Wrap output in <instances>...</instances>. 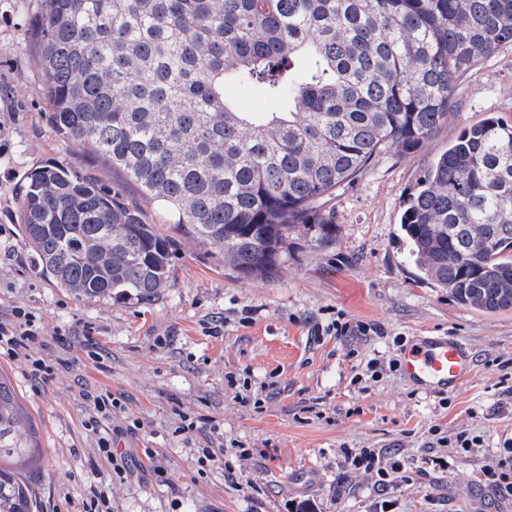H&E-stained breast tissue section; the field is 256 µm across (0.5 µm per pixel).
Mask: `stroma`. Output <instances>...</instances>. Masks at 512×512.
I'll return each mask as SVG.
<instances>
[{
  "mask_svg": "<svg viewBox=\"0 0 512 512\" xmlns=\"http://www.w3.org/2000/svg\"><path fill=\"white\" fill-rule=\"evenodd\" d=\"M41 9L0 0V319L31 311L54 373L33 379L3 354L0 371L31 423L25 474L38 512H83L96 490L110 512H512L487 473L512 441V310L458 304L423 277L400 226L403 200L463 128L512 123V44L459 80L447 121L418 149L379 154L327 200L334 245L293 228L288 260L268 279L240 276L217 248L182 236L169 288L129 303L71 296L22 240L21 179L51 162L173 232L165 210L47 122L30 38ZM217 322L223 334L208 335ZM335 322L370 330L339 335ZM430 331L475 355L454 392L417 390L396 368L400 343ZM106 391L118 404L88 430L91 397ZM103 435L123 474L100 454ZM366 449L400 463L386 485L347 463Z\"/></svg>",
  "mask_w": 512,
  "mask_h": 512,
  "instance_id": "35a3bbf8",
  "label": "stroma"
}]
</instances>
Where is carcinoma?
Wrapping results in <instances>:
<instances>
[{"label": "carcinoma", "instance_id": "1", "mask_svg": "<svg viewBox=\"0 0 512 512\" xmlns=\"http://www.w3.org/2000/svg\"><path fill=\"white\" fill-rule=\"evenodd\" d=\"M31 38L56 132L161 203L177 232L271 278L293 227L335 244L321 200L448 119L457 80L512 43V0H43ZM228 77L270 111L227 100ZM19 220L35 266L71 295L143 302L168 285L177 241L72 167L29 173ZM401 225L458 303L511 310L512 124L462 129ZM29 431L0 375V462L32 457ZM36 509L0 465V512Z\"/></svg>", "mask_w": 512, "mask_h": 512}]
</instances>
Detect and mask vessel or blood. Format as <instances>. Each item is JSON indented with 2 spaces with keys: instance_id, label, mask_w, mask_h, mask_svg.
I'll use <instances>...</instances> for the list:
<instances>
[{
  "instance_id": "b4317fda",
  "label": "vessel or blood",
  "mask_w": 512,
  "mask_h": 512,
  "mask_svg": "<svg viewBox=\"0 0 512 512\" xmlns=\"http://www.w3.org/2000/svg\"><path fill=\"white\" fill-rule=\"evenodd\" d=\"M398 366L411 385L429 393L456 390L474 373L471 353L445 335L413 337L402 346Z\"/></svg>"
}]
</instances>
